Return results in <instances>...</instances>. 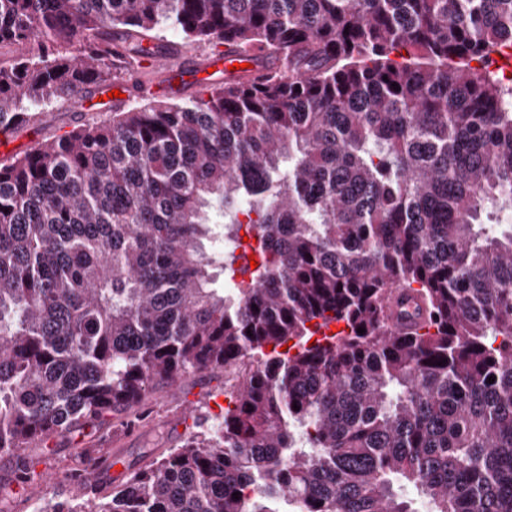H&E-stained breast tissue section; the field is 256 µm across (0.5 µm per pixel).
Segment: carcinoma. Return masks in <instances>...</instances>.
Instances as JSON below:
<instances>
[{
    "label": "carcinoma",
    "instance_id": "1",
    "mask_svg": "<svg viewBox=\"0 0 512 512\" xmlns=\"http://www.w3.org/2000/svg\"><path fill=\"white\" fill-rule=\"evenodd\" d=\"M162 26L274 66L0 166L9 483L30 445L248 360L96 509L40 512H416L405 486L512 512V0H0V129L109 81L77 30L141 60ZM392 284L422 332L388 326Z\"/></svg>",
    "mask_w": 512,
    "mask_h": 512
}]
</instances>
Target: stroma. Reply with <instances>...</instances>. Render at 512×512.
Wrapping results in <instances>:
<instances>
[{"mask_svg":"<svg viewBox=\"0 0 512 512\" xmlns=\"http://www.w3.org/2000/svg\"><path fill=\"white\" fill-rule=\"evenodd\" d=\"M112 112V107L100 105L85 112L74 111L68 103L47 106L34 112L30 120L10 129L11 153L22 154L81 125L106 119ZM188 398L193 401L189 408L194 413L213 414L214 404L225 400L223 373H191L178 379L176 384L152 388L143 401L129 411L126 425L107 421L50 440L45 447L29 449L38 476L25 493L8 497L0 491V512H37L49 497H76L78 449H86L98 457L111 453L114 441H124L125 465L132 469L165 456L171 448L180 445L184 437L181 427L186 421L185 411L189 409L184 405ZM45 471L54 474V481L42 479Z\"/></svg>","mask_w":512,"mask_h":512,"instance_id":"1","label":"stroma"}]
</instances>
